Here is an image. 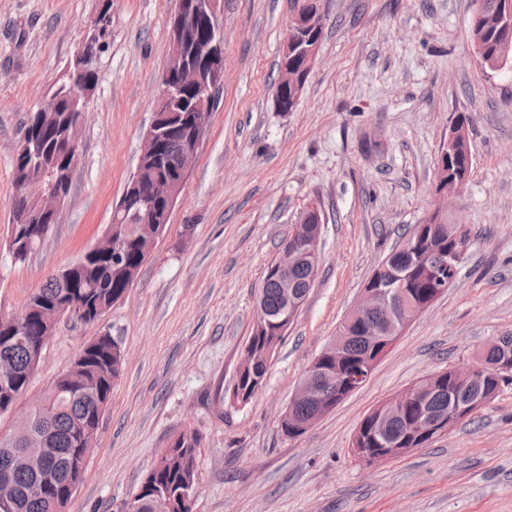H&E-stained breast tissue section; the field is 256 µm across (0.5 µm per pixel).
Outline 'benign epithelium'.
Returning <instances> with one entry per match:
<instances>
[{
    "mask_svg": "<svg viewBox=\"0 0 512 512\" xmlns=\"http://www.w3.org/2000/svg\"><path fill=\"white\" fill-rule=\"evenodd\" d=\"M224 0H176V7L169 18L170 52L166 68L161 79V87L156 98L155 112L149 128L143 137L136 170L129 178L113 213H122L125 223L111 222L104 232L77 262L54 271V276L64 280L75 277L76 271L91 266L104 251H111L112 264L121 265L124 261L122 240L130 224H156L158 229L149 233L148 245L142 250V261H147L157 240L163 235L165 224L181 198L184 187L198 156L203 135L205 134L214 100V92L224 80V37L221 13ZM325 0H293V11L288 27L285 48L279 68V80L275 90V105L278 111H288V101H298L305 83L316 63L323 34ZM477 18L484 29L496 40L492 69L498 70L512 57V0H496L489 9L481 10ZM101 22L94 21L92 34L79 47L73 65L68 72L69 91L72 102L78 103L87 97L84 89L83 74L88 71L91 62L97 59L102 49L99 40ZM193 88L198 99L184 113H172L165 110L170 100L182 88ZM87 104L72 107L64 136L73 149V154L60 158L48 172L49 184L45 188L23 185L16 189L11 202V211L19 210L28 202V198L37 195V210L27 212V222L11 223L8 235V250L12 255L29 256L46 237L50 226L47 218L58 215L65 201L64 187L68 184L79 155V129L82 125ZM172 138L181 145L179 159V177L176 180L157 178L153 180L148 192H143L142 182L148 160H158L161 146ZM467 143L466 126L454 124L448 131V144L440 151L435 172L436 194L441 203L422 221V224H444L448 221L449 196L459 193L469 177L470 166L448 170V160L460 156H470L469 149L458 148ZM323 223L320 211L313 207L299 224L293 227L284 245L273 262L283 288H288V274L298 261L305 257L312 267L318 265V245L320 236H310L304 231L306 224ZM467 248H454L448 251V277L444 278L446 287L432 290L425 303L410 304L404 311H390L387 320L381 325L367 324L364 336L373 344L381 345L380 352L372 360L358 365L351 371L344 370V355L337 340H331L309 365L300 387L280 417V422L291 418L295 406L311 401L320 406L315 418L306 422L292 423L293 431L302 434L321 418L332 412L345 398L362 387L370 378L378 363L389 352L394 343L402 336L412 320L427 307L439 299L446 289L454 286L464 261ZM408 268L393 269L388 260H383L373 271L362 288L360 298L349 312L351 319H365L373 311L390 305V289L406 295L404 289L408 277ZM104 309L91 311L78 299L62 303L32 302L17 312H0V322L19 331L28 316L36 315L45 320L47 330L42 340L34 346V366H39L42 352L49 339L54 335L57 324L66 319L76 322H91L102 317ZM489 376L503 385L512 380V355L508 354L490 371L473 363H462L446 370L429 374L426 386L408 388L382 402L384 413L375 420L379 435H384L388 417L405 411L411 403L420 405L431 399V391L437 384L448 381L453 393V401L448 410L437 415L424 416L417 420L408 431L396 438L382 442L380 448H360L352 444V453L366 463L392 460L416 450L415 442L424 437H436L447 433L458 423L488 403L494 394L485 391L468 392L472 382L480 376ZM75 389H86L84 358L77 355L63 377L54 379L44 395L33 407L40 408L63 393ZM85 438V448L81 449L75 463L78 477H83L88 458L93 453L97 429L79 425ZM0 442L6 446L20 444L17 452L26 464L38 470L43 465L41 452L42 439L38 434L25 429L14 430L0 436ZM158 512H168L173 507L169 491L157 484H148ZM16 496L15 485L7 477L0 478V512H8Z\"/></svg>",
    "mask_w": 512,
    "mask_h": 512,
    "instance_id": "obj_1",
    "label": "benign epithelium"
}]
</instances>
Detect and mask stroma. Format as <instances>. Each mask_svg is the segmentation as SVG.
<instances>
[{
  "label": "stroma",
  "instance_id": "1",
  "mask_svg": "<svg viewBox=\"0 0 512 512\" xmlns=\"http://www.w3.org/2000/svg\"><path fill=\"white\" fill-rule=\"evenodd\" d=\"M175 0H112L66 201L25 262L4 240L27 120L66 77L99 0H0V311L22 308L112 221L168 61ZM473 0H327L316 64L293 111L274 106L291 0H224V82L196 164L133 288L100 320L61 321L0 433L110 333L123 366L65 512H123L163 448L200 438L194 512H512V383L448 434L373 465L351 452L366 414L428 373L512 335V71L481 64ZM471 176L448 199L470 232L456 285L365 385L306 433L279 418L364 283L434 208L458 116ZM324 223L314 286L264 387L230 398L255 291L309 207Z\"/></svg>",
  "mask_w": 512,
  "mask_h": 512
}]
</instances>
